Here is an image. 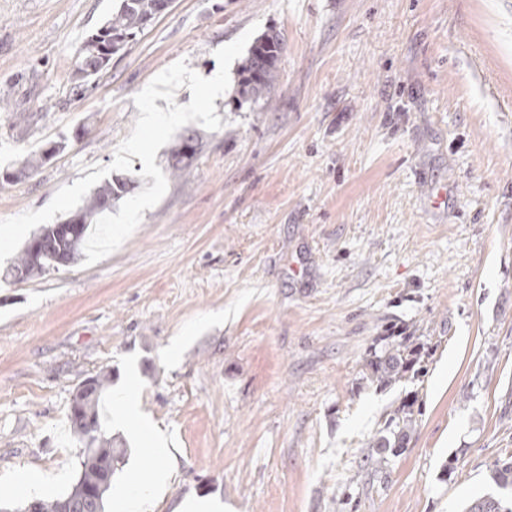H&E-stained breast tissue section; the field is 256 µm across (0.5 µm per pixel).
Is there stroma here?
<instances>
[{"instance_id": "obj_1", "label": "stroma", "mask_w": 512, "mask_h": 512, "mask_svg": "<svg viewBox=\"0 0 512 512\" xmlns=\"http://www.w3.org/2000/svg\"><path fill=\"white\" fill-rule=\"evenodd\" d=\"M117 0H0V175L52 141L0 218L108 165L134 96L177 60L203 77L249 26L284 42L264 101H214L195 162L168 175L114 253L0 280V481L73 485L68 413L86 375L134 381L172 466L152 512H463L512 456V0H174L83 96L72 70ZM28 112V123L16 113ZM405 331L418 374L370 362ZM178 345L169 357L170 345ZM405 450L368 468L404 404ZM46 481L47 478L42 474L20 472L14 481L5 484L3 488L18 494L32 493L38 490Z\"/></svg>"}]
</instances>
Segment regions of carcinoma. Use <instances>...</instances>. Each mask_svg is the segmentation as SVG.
I'll use <instances>...</instances> for the list:
<instances>
[{
    "mask_svg": "<svg viewBox=\"0 0 512 512\" xmlns=\"http://www.w3.org/2000/svg\"><path fill=\"white\" fill-rule=\"evenodd\" d=\"M159 0H119L110 18L82 44L77 69H86L74 89L81 95L99 74L106 71L112 56L127 50L137 37L158 15ZM283 40L275 33H265L251 45L247 56L238 68V92L240 100L254 103L264 96L278 77ZM60 143H53L40 153L26 158L19 169L8 173L13 182L29 176L47 160L49 153L59 150ZM199 147L193 135L184 136L175 149L172 172L185 168L184 161L195 157ZM126 193V183L119 180L107 182L92 195L86 206L64 220L70 229L66 235L57 232L58 225L43 228L20 251L15 261L3 272L6 281L17 280L22 273L30 278L49 269L69 264L85 242L94 216L110 208L112 203ZM412 368V361L405 350L396 347L370 362L372 378L387 385L404 376ZM112 382V374L101 370L82 379L71 400L69 419L76 442L80 445L79 468L70 491L53 500H38V512H104V498L112 487V480L124 462V449L116 438L102 429L99 403L102 394ZM411 405L404 404L397 410L394 428L378 438L367 462L377 471L382 470L388 456L404 451L412 427ZM490 481L498 490L487 494L466 507V512H512L504 506V493L512 492V456L495 462Z\"/></svg>",
    "mask_w": 512,
    "mask_h": 512,
    "instance_id": "cac0c4a2",
    "label": "carcinoma"
}]
</instances>
